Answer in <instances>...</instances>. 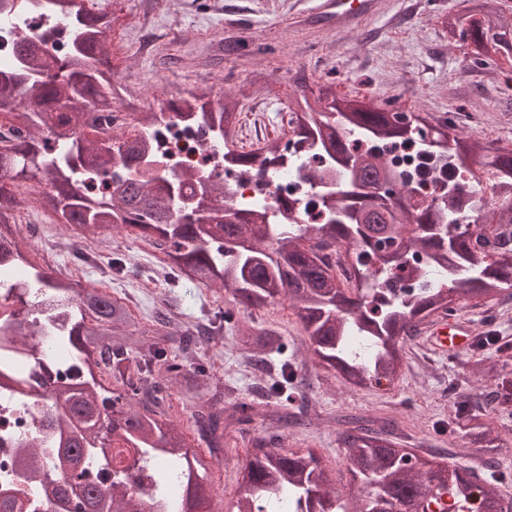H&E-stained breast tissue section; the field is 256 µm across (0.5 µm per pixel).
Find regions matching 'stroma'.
<instances>
[{"mask_svg":"<svg viewBox=\"0 0 512 512\" xmlns=\"http://www.w3.org/2000/svg\"><path fill=\"white\" fill-rule=\"evenodd\" d=\"M381 2V13L360 26L326 30L311 14L312 0H118L113 35L121 53L109 58L112 83L136 113L191 90L207 89L212 99H221L261 71L270 93L244 99L243 109L274 113L287 111L298 91L297 74L316 81L331 73L340 94L377 104L399 99L437 118L454 112L460 116L459 128L512 149V83L499 68H471L457 40L436 22L437 15L464 12L473 0ZM235 40L244 43L242 54H225V43ZM118 250L128 257L131 270L113 275L111 289L127 299L138 318L150 317L172 299L186 320L230 307L239 326L255 321L288 336L298 350L307 380L304 397L314 416L307 427L285 429L283 446L323 457L340 497H348L357 485L343 465L337 417L393 416L405 432L437 446L438 427L453 414L455 402L485 392L470 354L447 360L428 351L419 336L406 342L407 364L394 386L348 388L309 350L288 302L246 310L234 306L222 290L186 280L168 287L169 270L161 253L123 229L99 244L98 263L106 264ZM260 430V421H253L228 449L227 459L213 461L209 481L219 512H236L240 467Z\"/></svg>","mask_w":512,"mask_h":512,"instance_id":"obj_1","label":"stroma"}]
</instances>
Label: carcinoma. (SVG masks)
<instances>
[{
	"label": "carcinoma",
	"mask_w": 512,
	"mask_h": 512,
	"mask_svg": "<svg viewBox=\"0 0 512 512\" xmlns=\"http://www.w3.org/2000/svg\"><path fill=\"white\" fill-rule=\"evenodd\" d=\"M54 15L72 19L75 39L68 59L56 67L42 62V50L25 40L16 43V66L0 71V109L10 114L24 137L0 145V178L18 187L47 180L40 205L62 223L89 236L107 238L118 228L160 249L178 283L184 276L207 288L219 287L235 303L258 308L282 299L290 302L313 353L337 370L345 385L379 388L401 375L407 338L439 319L457 317L462 302L473 307L504 295L512 298V149L489 146L429 113L413 112V127L437 129L434 140L409 131L398 113L381 106H355L356 100L336 92L333 80L302 83L308 93L296 101L289 122L291 139L277 138L245 148L232 134L238 121L235 95L212 105L205 92L174 96L158 110L142 112L138 121L151 126L173 113L187 125H205L224 147V165L262 182L275 155L290 145L305 144L315 153L305 178L326 188V209L319 224H300L292 199H277L273 214L252 205L222 204L226 187L209 184V208L190 218L185 195L156 168L140 163L151 151L144 137L126 134L88 138L84 113L116 110L112 68L105 59V34L112 21L87 7V0H25ZM454 147L448 148V138ZM420 142L437 161L415 176L402 171L386 155L359 152L353 140L385 143ZM448 165L480 164L491 180L489 196L481 187L448 186ZM442 184L433 203L419 206L409 195L411 179ZM383 181L394 194L376 192ZM21 199L0 191V321L14 329L10 342L25 346L27 337L53 336L73 351L67 385L41 400L44 416L61 419L55 457L41 458V443L22 450L21 461L38 478L45 470L59 475L54 492L63 495L64 481L75 457L92 455L97 470L87 490L92 512H133L131 486L149 488L150 512H200L208 501V458L230 447L241 425L266 408L274 432L258 437L238 478V512H400L416 506L451 503L439 512H512V496L500 485L505 475L496 461L479 468L453 464L448 481L431 470L433 453L409 448L393 436L382 418L343 416L338 443L348 471L361 482L346 500L336 495L330 470L313 451L283 449L279 429L307 425L304 411L288 405L304 380L295 355L281 361L262 394L226 402L237 385L216 375L218 355L203 348L221 340L226 313L193 320L157 314L142 321L122 299L67 277L35 268L23 250L11 210ZM485 217L482 223L451 224L460 210ZM497 256L491 265L485 258ZM30 269L27 288L48 295L42 307L9 282L10 267ZM410 277L415 290L398 295L387 278ZM499 337L486 329L473 337L470 349L480 353ZM237 345L247 362L263 364L282 356L288 341L272 326L238 330ZM493 381L492 413L460 401L448 418V441L457 429L475 444L492 442V414L512 419V370L479 360ZM190 412L192 426L208 448L203 457L175 420L177 408Z\"/></svg>",
	"instance_id": "cac0c4a2"
}]
</instances>
